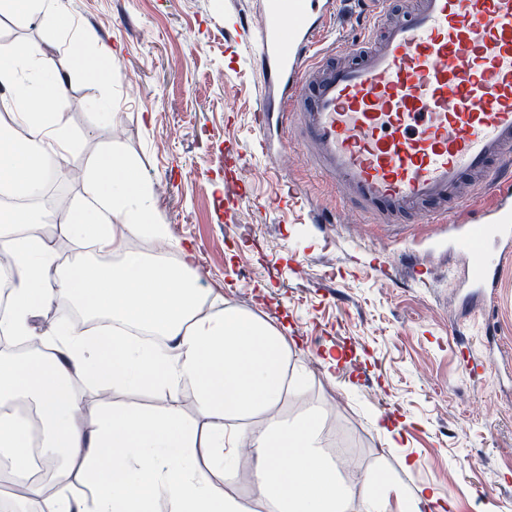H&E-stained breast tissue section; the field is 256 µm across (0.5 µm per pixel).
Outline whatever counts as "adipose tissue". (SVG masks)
Listing matches in <instances>:
<instances>
[{"label": "adipose tissue", "instance_id": "obj_1", "mask_svg": "<svg viewBox=\"0 0 512 512\" xmlns=\"http://www.w3.org/2000/svg\"><path fill=\"white\" fill-rule=\"evenodd\" d=\"M13 14L73 24L63 0H0V15ZM56 70L37 43H0V87L10 93L0 101L1 192L37 194L50 165L70 149ZM92 182L60 225L89 242L97 261L78 254L59 263L53 241L34 231L43 221L36 210L0 214V250L12 255L0 334L27 341L32 319L63 298L114 325L111 334L96 335L73 320L53 329L42 351L0 353V481L26 484L10 512L34 503L40 512H155L159 502L165 512H251L208 475L215 468L231 477L245 452L262 512H352L354 487L324 448V409L307 403L293 418L279 411L285 397L302 396L308 385L306 372L291 364L283 329L231 305L206 311L192 248L178 246L174 263L129 248L130 236L163 240L167 230L154 218L149 188L122 158L99 156ZM104 257L112 265H101ZM77 377L100 397L90 425ZM186 385L205 426L171 403L139 409L113 400L121 391L172 394ZM21 401L37 416L43 456L63 459L60 486L49 497L27 479L30 425L13 413Z\"/></svg>", "mask_w": 512, "mask_h": 512}]
</instances>
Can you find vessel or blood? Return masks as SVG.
Here are the masks:
<instances>
[{"label":"vessel or blood","instance_id":"b4317fda","mask_svg":"<svg viewBox=\"0 0 512 512\" xmlns=\"http://www.w3.org/2000/svg\"><path fill=\"white\" fill-rule=\"evenodd\" d=\"M310 4L267 0L260 135L290 131L304 163L375 223L453 225L478 255L471 288L495 294L501 268L480 255L491 241L512 255V0L385 5L345 61L314 65L323 28ZM487 185L493 203L474 206Z\"/></svg>","mask_w":512,"mask_h":512}]
</instances>
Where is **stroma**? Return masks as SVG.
I'll use <instances>...</instances> for the list:
<instances>
[{"mask_svg":"<svg viewBox=\"0 0 512 512\" xmlns=\"http://www.w3.org/2000/svg\"><path fill=\"white\" fill-rule=\"evenodd\" d=\"M74 26L0 17V41L38 42L67 86L74 147L48 183L64 212L91 188L90 165L112 151L151 191L167 241L191 244L199 285L285 324L305 401L326 411L323 439L362 507L369 479L430 486L448 512H512V258L495 297L470 293L474 256L444 224H375L302 164L297 146L272 170L253 127L263 95L255 41L263 0H63ZM369 0H335L309 61L341 54L370 31ZM117 48L112 78L89 82L66 51ZM238 156L232 218L224 181ZM293 184L297 205L280 202ZM423 270L410 277L408 266ZM402 423L390 445L373 425ZM412 463L402 470L401 460Z\"/></svg>","mask_w":512,"mask_h":512,"instance_id":"1","label":"stroma"}]
</instances>
